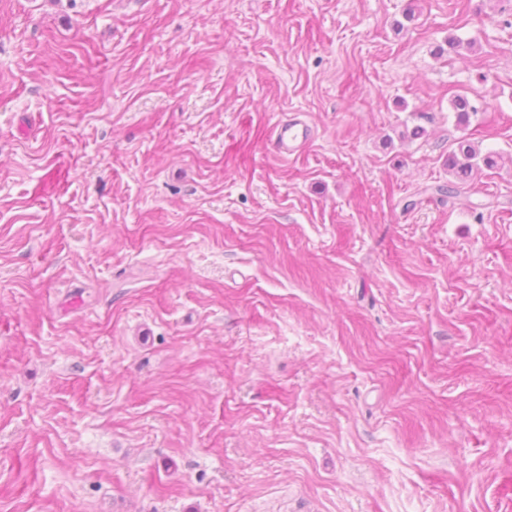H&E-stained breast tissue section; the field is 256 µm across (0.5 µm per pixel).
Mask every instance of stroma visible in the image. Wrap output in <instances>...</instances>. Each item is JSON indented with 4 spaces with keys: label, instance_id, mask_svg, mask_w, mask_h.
Listing matches in <instances>:
<instances>
[{
    "label": "stroma",
    "instance_id": "35a3bbf8",
    "mask_svg": "<svg viewBox=\"0 0 512 512\" xmlns=\"http://www.w3.org/2000/svg\"><path fill=\"white\" fill-rule=\"evenodd\" d=\"M463 136L498 164L438 198ZM510 479L512 0H0V512ZM310 127L300 120L279 123L272 129L271 138L277 151L284 157L297 153L309 140Z\"/></svg>",
    "mask_w": 512,
    "mask_h": 512
}]
</instances>
